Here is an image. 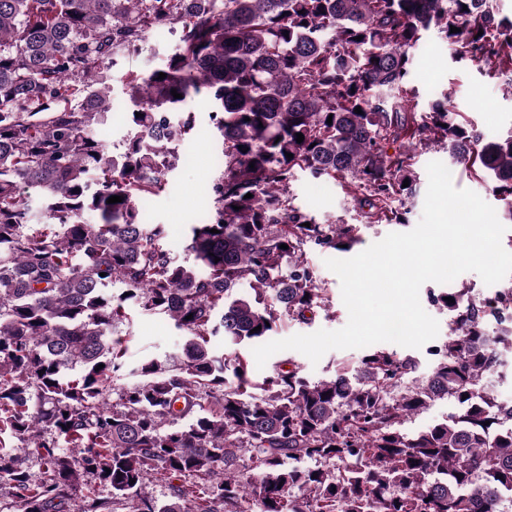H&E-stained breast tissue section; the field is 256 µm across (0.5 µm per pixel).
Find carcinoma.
<instances>
[{
	"instance_id": "cac0c4a2",
	"label": "carcinoma",
	"mask_w": 512,
	"mask_h": 512,
	"mask_svg": "<svg viewBox=\"0 0 512 512\" xmlns=\"http://www.w3.org/2000/svg\"><path fill=\"white\" fill-rule=\"evenodd\" d=\"M166 28L177 50L126 74V133L112 150L99 134L109 66ZM432 29L479 70L512 68V20L493 0H0V488L13 512L512 503V406L479 386L512 338L489 335L485 320L512 309V290L478 304L465 288L429 293L452 326L432 376L413 387L420 360L384 347L320 381L295 365L258 372L237 349L328 310L305 249L358 241L356 225L321 224L295 203L300 174L348 178L375 221L403 224L413 152L436 142L489 178L512 220V131L487 139L448 110V93L423 109L410 87L412 51ZM196 98L223 168L184 265L147 202L181 167ZM113 195L123 200L107 203ZM132 308L173 322L186 342L116 388ZM442 398L454 412L406 431ZM27 449L43 463L38 481L19 465ZM243 468L256 481H242ZM89 479L110 493L83 492ZM153 481L169 484L165 500L146 492Z\"/></svg>"
}]
</instances>
